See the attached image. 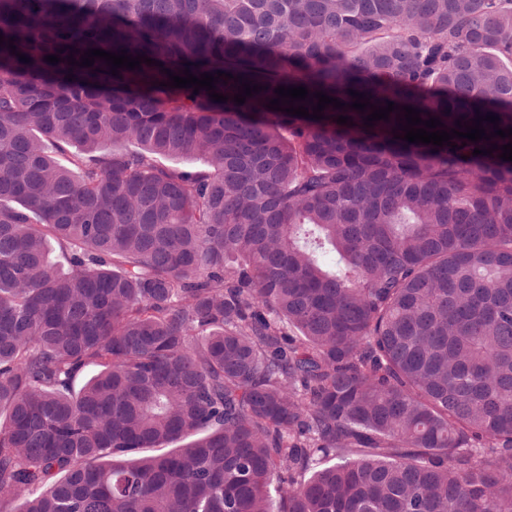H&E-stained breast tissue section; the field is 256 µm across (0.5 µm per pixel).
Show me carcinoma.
<instances>
[{
  "instance_id": "1",
  "label": "carcinoma",
  "mask_w": 512,
  "mask_h": 512,
  "mask_svg": "<svg viewBox=\"0 0 512 512\" xmlns=\"http://www.w3.org/2000/svg\"><path fill=\"white\" fill-rule=\"evenodd\" d=\"M0 34V498L512 512V136L399 110L512 128V0H0Z\"/></svg>"
}]
</instances>
